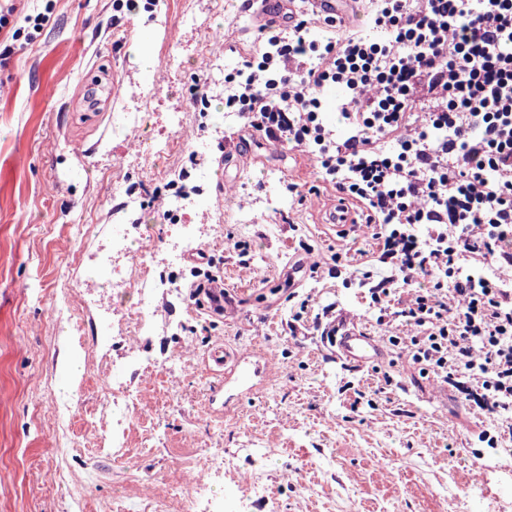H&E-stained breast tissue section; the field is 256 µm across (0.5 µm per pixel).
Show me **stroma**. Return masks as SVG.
<instances>
[{
  "mask_svg": "<svg viewBox=\"0 0 512 512\" xmlns=\"http://www.w3.org/2000/svg\"><path fill=\"white\" fill-rule=\"evenodd\" d=\"M112 2L29 0L52 9L34 42L0 35V51L13 49L0 69V512H160L157 487L183 497L187 471L210 486L197 512H484L486 488L512 512V450L481 439L496 419L414 373L392 346L354 366L312 329L332 303L359 330L407 333L379 324L366 297L371 229L324 223L335 191L311 154L224 112V74L258 44L241 0H138L118 20ZM143 51L178 59L170 81L142 72ZM143 93L151 103L128 127ZM172 112L190 130L223 125L235 144L226 173L219 141L205 136L156 152L175 137ZM120 156L139 164L115 167ZM197 183L190 217L213 227L201 249L226 285L221 316L206 296L190 298L192 259L166 262L173 227L158 193ZM132 194L142 199L134 214L122 207ZM116 234L128 237L133 275L174 287L151 303L156 334L132 349L118 327L140 297L115 286L103 260ZM295 255L314 264L293 286L283 270ZM299 314L306 326L290 334ZM171 321L184 335L167 332ZM219 341L271 355L272 373L254 392H217L206 356ZM72 352L71 382L62 361ZM245 474L259 494L239 484Z\"/></svg>",
  "mask_w": 512,
  "mask_h": 512,
  "instance_id": "1",
  "label": "stroma"
}]
</instances>
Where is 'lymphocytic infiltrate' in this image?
I'll return each mask as SVG.
<instances>
[{
  "instance_id": "1",
  "label": "lymphocytic infiltrate",
  "mask_w": 512,
  "mask_h": 512,
  "mask_svg": "<svg viewBox=\"0 0 512 512\" xmlns=\"http://www.w3.org/2000/svg\"><path fill=\"white\" fill-rule=\"evenodd\" d=\"M326 42L269 24L224 78V107L308 151L361 203L383 263L370 288L390 342L481 410L512 414V0H371ZM49 13L0 0V32L33 42ZM340 88L338 137L322 94ZM391 140L385 150L381 140Z\"/></svg>"
}]
</instances>
